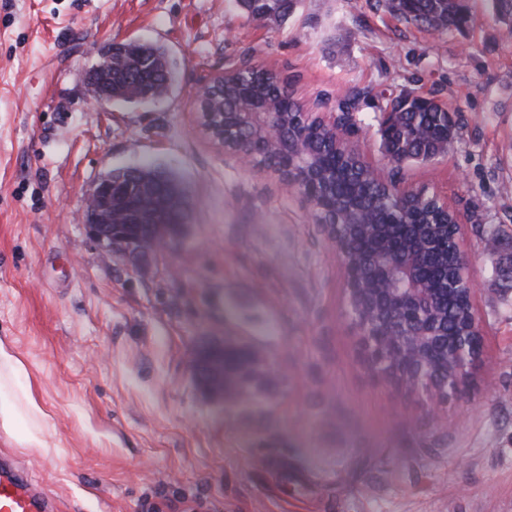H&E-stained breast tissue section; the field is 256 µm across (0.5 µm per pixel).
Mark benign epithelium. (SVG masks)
Segmentation results:
<instances>
[{"mask_svg": "<svg viewBox=\"0 0 512 512\" xmlns=\"http://www.w3.org/2000/svg\"><path fill=\"white\" fill-rule=\"evenodd\" d=\"M222 84L220 74L211 80V94L198 99L203 133L239 164L265 172L285 187L302 190L316 204L325 194L319 169L303 170L295 164L300 140L276 122L274 103L246 94L237 111L226 112ZM315 223L339 248L340 227L364 234L372 228L363 220H351L334 196L325 199ZM84 226L103 258L119 255L137 263L185 237L182 224L146 231L140 215L114 191L112 182L100 178L85 193ZM402 228L392 225L386 240L348 256L346 267L361 277L346 282L352 321L360 330L364 354L379 373L425 391L438 388L456 393L467 383V369L481 356L482 333L448 335V315L439 304L438 290L429 287L426 277V235L417 233L400 257L391 255ZM256 358L253 349L226 339L200 346L192 367L206 394L231 400L244 393L242 378ZM441 367L448 369L442 385L436 373Z\"/></svg>", "mask_w": 512, "mask_h": 512, "instance_id": "1", "label": "benign epithelium"}]
</instances>
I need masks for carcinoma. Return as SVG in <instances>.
<instances>
[{"label": "carcinoma", "instance_id": "cac0c4a2", "mask_svg": "<svg viewBox=\"0 0 512 512\" xmlns=\"http://www.w3.org/2000/svg\"><path fill=\"white\" fill-rule=\"evenodd\" d=\"M255 19H284L299 0H238ZM386 7L394 15L430 31L444 33L466 22L468 14L462 0H387ZM112 57L123 61L112 69V98L123 102L142 100L140 90L150 96L167 93L172 80V67L166 50L160 45L129 42L112 47ZM275 78L251 68L240 69L224 82L227 110L237 109L239 97L247 92L256 96L270 93ZM279 111L288 112V124L298 129L304 152L298 164L313 160L323 166L327 189H336V198L348 200L353 206L371 214L377 223L446 224L448 225V264L433 266L428 274L436 281H453L461 268L453 244L454 211H443L429 198L401 208L395 193L386 190L376 179L374 170L360 164L354 156L338 148L331 130L309 118L301 123L302 110L290 102L289 93L281 91ZM402 115L397 123L381 129L384 158L394 166L408 161H428L445 153L452 146L457 121L453 113L435 103L412 101L398 108ZM112 183L130 193L148 219L158 224H187L189 212L182 180L171 171L157 166L142 167L130 172L114 169L106 173ZM471 303L465 296L448 293V335H470Z\"/></svg>", "mask_w": 512, "mask_h": 512}]
</instances>
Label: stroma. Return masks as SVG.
Masks as SVG:
<instances>
[{"mask_svg": "<svg viewBox=\"0 0 512 512\" xmlns=\"http://www.w3.org/2000/svg\"><path fill=\"white\" fill-rule=\"evenodd\" d=\"M438 36L385 0H301L258 21L237 0H0V381L40 407L41 448L0 427V466L56 512H512V40L470 0ZM163 44L164 96L92 98L88 53ZM288 80L306 111L354 100L348 134L378 178L447 196L464 237L483 353L470 386L429 398L375 372L348 315L339 252L302 193L247 171L197 125V91L243 62ZM456 112L452 147L392 173L391 99ZM178 173L190 232L144 268L103 259L84 191L115 168ZM260 352L237 401L190 365L225 337Z\"/></svg>", "mask_w": 512, "mask_h": 512, "instance_id": "obj_1", "label": "stroma"}]
</instances>
